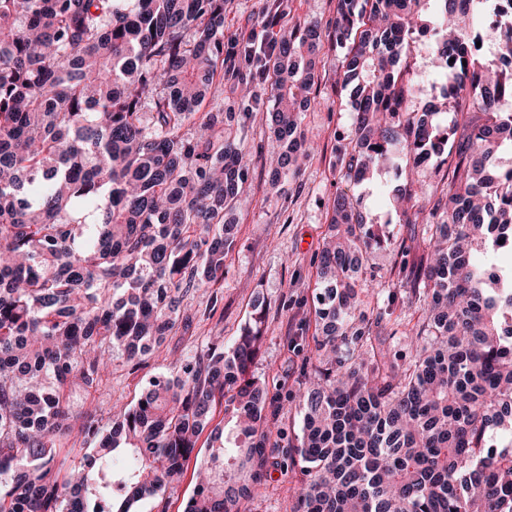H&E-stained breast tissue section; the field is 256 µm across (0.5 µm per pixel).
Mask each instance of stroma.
I'll use <instances>...</instances> for the list:
<instances>
[{"instance_id": "obj_1", "label": "stroma", "mask_w": 512, "mask_h": 512, "mask_svg": "<svg viewBox=\"0 0 512 512\" xmlns=\"http://www.w3.org/2000/svg\"><path fill=\"white\" fill-rule=\"evenodd\" d=\"M275 20L285 27L303 19L328 25L336 10V0H281ZM320 80L317 102L304 118V127L315 135V150L298 177L284 192L269 185L266 158L279 144L265 113H255L243 135L252 149L261 153L251 166L243 185L244 203L236 215L239 232L226 260L224 281L216 290L220 301L206 310L199 294H191L188 307L196 316L189 331L178 332L164 344L161 356L135 367L117 361L101 389L92 395L76 391L71 397L75 410L91 411L110 421L136 399L149 377L168 373L166 355L189 356L209 336L232 340L244 326L250 304L263 297L270 308L262 354L255 374L265 380L271 395L284 398L298 393L303 354L295 343L301 331H314L311 317L312 261L321 250L328 232L326 206L341 184L332 168L337 145L350 142L353 120L349 92L336 82V71L343 51L331 40H324L319 51ZM394 172L379 173L367 184L354 187L353 195L364 211L379 224L384 235H395L411 244L420 238L422 227L404 224L389 203L387 187ZM300 482L285 475L281 466L272 465L266 490L250 503L251 512H292Z\"/></svg>"}]
</instances>
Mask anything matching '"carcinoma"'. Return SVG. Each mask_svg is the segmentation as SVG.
I'll list each match as a JSON object with an SVG mask.
<instances>
[{
    "instance_id": "carcinoma-1",
    "label": "carcinoma",
    "mask_w": 512,
    "mask_h": 512,
    "mask_svg": "<svg viewBox=\"0 0 512 512\" xmlns=\"http://www.w3.org/2000/svg\"><path fill=\"white\" fill-rule=\"evenodd\" d=\"M224 2L0 0V512H136L175 489L221 400L231 426L210 427L183 512H245L284 453L272 429L284 405L254 372L260 299L230 347L207 337L108 427L68 394L159 353L191 326L185 298L224 279L250 112L206 98L226 81L254 87L251 112L268 111L280 145L274 188L314 149L303 115L320 24L299 21L266 50L234 35L226 59ZM479 14L476 0H336L337 80L354 85L339 180L439 155L448 167L441 186L408 179L389 197L423 225L420 263L390 283L419 312L407 331L397 293L366 301L384 279L370 254L406 247L346 191L328 204L293 512H512V271L504 285L484 264L491 250L512 263V165L489 168L512 149V14L496 12V57L477 47ZM424 28L439 80L419 112L403 50ZM381 329L408 346L404 362L375 349ZM74 432L88 452L68 465L57 442Z\"/></svg>"
}]
</instances>
